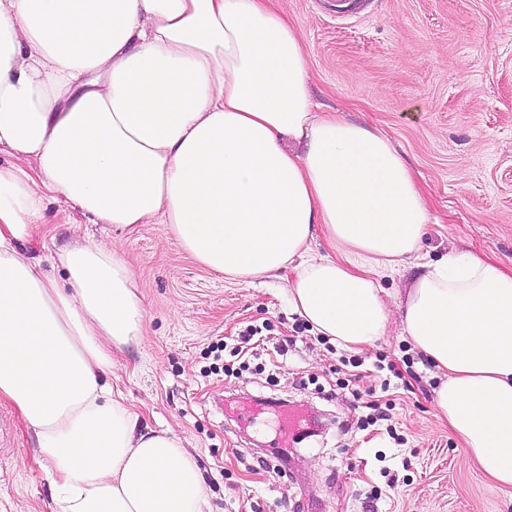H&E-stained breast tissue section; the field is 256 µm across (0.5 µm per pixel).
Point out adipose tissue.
Instances as JSON below:
<instances>
[{"instance_id": "ef3b65f1", "label": "adipose tissue", "mask_w": 512, "mask_h": 512, "mask_svg": "<svg viewBox=\"0 0 512 512\" xmlns=\"http://www.w3.org/2000/svg\"><path fill=\"white\" fill-rule=\"evenodd\" d=\"M0 403L32 430L54 512H211L171 432L140 428L112 352L145 310L119 247L22 251L56 194L93 224L169 225L208 270L289 269L292 310L360 353L386 335L375 276L430 215L384 132L321 110L302 38L273 0H0ZM322 229L337 256L313 257ZM402 324L442 380L436 415L512 487V271L465 251L426 264Z\"/></svg>"}]
</instances>
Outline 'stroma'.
<instances>
[{
	"instance_id": "stroma-1",
	"label": "stroma",
	"mask_w": 512,
	"mask_h": 512,
	"mask_svg": "<svg viewBox=\"0 0 512 512\" xmlns=\"http://www.w3.org/2000/svg\"><path fill=\"white\" fill-rule=\"evenodd\" d=\"M300 29L324 110L385 131L414 172L431 222L381 279L384 340L350 352L288 306L291 271L239 284L200 265L165 224H92L55 198L29 255L64 282L57 253L78 236L123 247L146 312L145 339L114 356L112 382L141 426L172 431L202 471L212 512H512L438 421L435 368L406 338L400 300L423 263L476 250L512 267V0H276ZM269 324L225 376L247 326ZM386 362L378 370V362ZM359 369L392 426L361 429L339 374ZM389 391H381L382 382ZM36 440L0 404V512H52Z\"/></svg>"
}]
</instances>
